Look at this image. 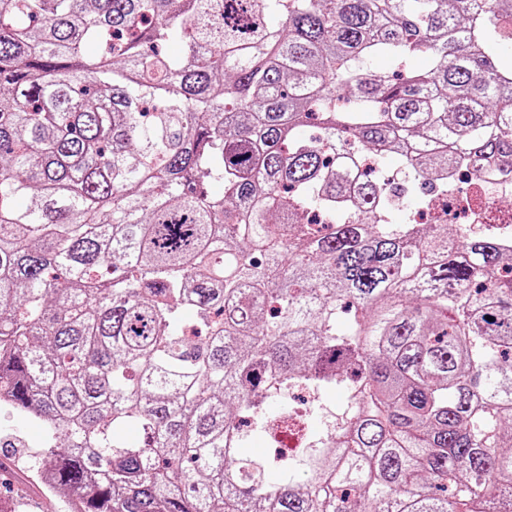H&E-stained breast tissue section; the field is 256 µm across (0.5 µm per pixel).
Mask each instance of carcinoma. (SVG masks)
<instances>
[{
  "label": "carcinoma",
  "instance_id": "carcinoma-1",
  "mask_svg": "<svg viewBox=\"0 0 512 512\" xmlns=\"http://www.w3.org/2000/svg\"><path fill=\"white\" fill-rule=\"evenodd\" d=\"M507 21L0 0V409L40 425L70 512H512V250L413 218L512 168ZM297 390L319 426L243 455Z\"/></svg>",
  "mask_w": 512,
  "mask_h": 512
}]
</instances>
